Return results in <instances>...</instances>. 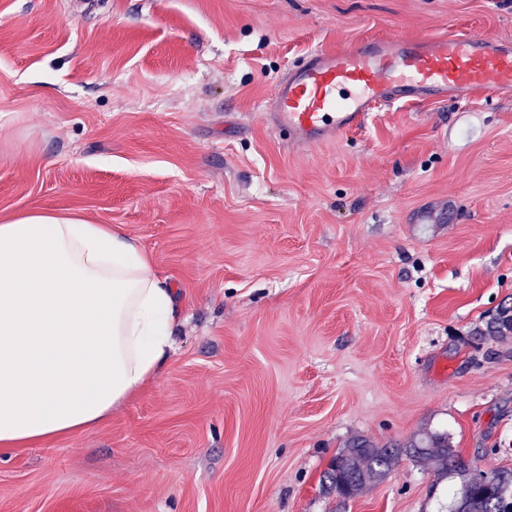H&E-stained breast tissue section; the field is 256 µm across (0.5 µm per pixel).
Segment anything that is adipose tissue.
I'll return each instance as SVG.
<instances>
[{
	"label": "adipose tissue",
	"mask_w": 512,
	"mask_h": 512,
	"mask_svg": "<svg viewBox=\"0 0 512 512\" xmlns=\"http://www.w3.org/2000/svg\"><path fill=\"white\" fill-rule=\"evenodd\" d=\"M174 289L119 226L0 223V446L97 427L168 364Z\"/></svg>",
	"instance_id": "adipose-tissue-1"
}]
</instances>
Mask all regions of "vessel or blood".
I'll list each match as a JSON object with an SVG mask.
<instances>
[{"label": "vessel or blood", "instance_id": "1", "mask_svg": "<svg viewBox=\"0 0 512 512\" xmlns=\"http://www.w3.org/2000/svg\"><path fill=\"white\" fill-rule=\"evenodd\" d=\"M512 92V41L456 34L426 42L393 36L313 51L288 72L263 110L297 147L359 128L394 103L468 101Z\"/></svg>", "mask_w": 512, "mask_h": 512}]
</instances>
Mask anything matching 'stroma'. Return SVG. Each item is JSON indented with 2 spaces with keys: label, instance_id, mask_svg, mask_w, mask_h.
I'll list each match as a JSON object with an SVG mask.
<instances>
[{
  "label": "stroma",
  "instance_id": "1",
  "mask_svg": "<svg viewBox=\"0 0 512 512\" xmlns=\"http://www.w3.org/2000/svg\"><path fill=\"white\" fill-rule=\"evenodd\" d=\"M512 40V0H0V223L117 224L182 317L95 429L0 449V512H444L401 456L342 500L355 436L447 432L512 469V95L403 103L302 151L262 104L313 49ZM433 205L448 219L414 224ZM485 336L499 340L512 337V307L501 306L497 314L487 323Z\"/></svg>",
  "mask_w": 512,
  "mask_h": 512
}]
</instances>
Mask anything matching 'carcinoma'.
<instances>
[{
	"label": "carcinoma",
	"instance_id": "obj_1",
	"mask_svg": "<svg viewBox=\"0 0 512 512\" xmlns=\"http://www.w3.org/2000/svg\"><path fill=\"white\" fill-rule=\"evenodd\" d=\"M479 335L502 341L512 337V307H500ZM405 451L417 461L432 463L445 474L453 472L462 477L461 495L453 496L450 512H512V470L486 471L478 481L474 468L451 447L448 433L428 428L413 435L403 447L378 446L363 437L350 439L331 460L322 487L327 492L343 490L354 498L367 486L383 480Z\"/></svg>",
	"mask_w": 512,
	"mask_h": 512
}]
</instances>
